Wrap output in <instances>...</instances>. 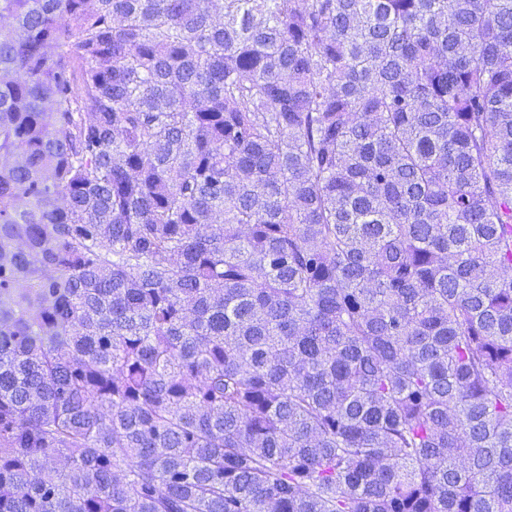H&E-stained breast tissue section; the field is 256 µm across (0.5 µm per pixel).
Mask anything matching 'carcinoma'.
<instances>
[{"instance_id": "carcinoma-1", "label": "carcinoma", "mask_w": 512, "mask_h": 512, "mask_svg": "<svg viewBox=\"0 0 512 512\" xmlns=\"http://www.w3.org/2000/svg\"><path fill=\"white\" fill-rule=\"evenodd\" d=\"M2 18L0 512H512V0Z\"/></svg>"}]
</instances>
